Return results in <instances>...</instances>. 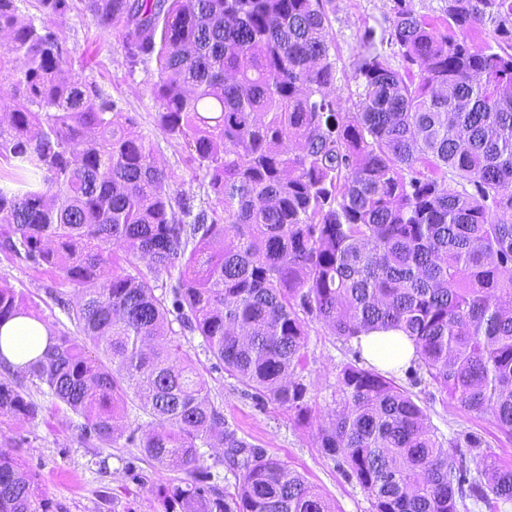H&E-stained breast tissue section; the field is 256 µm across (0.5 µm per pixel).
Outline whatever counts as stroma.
Wrapping results in <instances>:
<instances>
[{
  "label": "stroma",
  "mask_w": 512,
  "mask_h": 512,
  "mask_svg": "<svg viewBox=\"0 0 512 512\" xmlns=\"http://www.w3.org/2000/svg\"><path fill=\"white\" fill-rule=\"evenodd\" d=\"M392 6V0H328L326 10L336 36L332 52L335 95L343 107H351L357 99L351 67L359 37L366 28L388 26ZM57 33L70 52L76 78L95 83L116 103L118 111L134 117L137 133L153 144L159 163L173 174L172 190L205 198L207 189L196 178L184 143L165 135L157 124L150 94L154 63L129 68L118 37L96 27L84 0H74L69 17L58 24ZM0 285L24 294L53 332L74 333V325L56 305L53 295L61 292L72 299L76 292L59 274L34 269L23 257L0 249ZM183 346L193 366L208 380L211 397L221 406L225 421L239 436L304 475L335 505L336 512H371L360 487L323 454L316 440L319 425L333 407L336 376L344 364L354 360L355 342H343L321 324H312L305 375L313 384L316 408L307 424L298 423L287 409L274 403L256 408L245 387L215 368L198 338L184 340ZM22 391L26 399L38 405L39 412L29 421L0 414V450L27 464L58 512H165L156 490L160 484L175 481L177 475L128 442L134 427L131 417L118 420L120 434L116 442L86 440L78 436L76 417L64 405L52 403L30 381H23ZM413 392L443 437L461 432L479 434L485 442L484 452L512 466V437L501 433L489 417L442 405L432 400L428 387L417 385Z\"/></svg>",
  "instance_id": "stroma-1"
}]
</instances>
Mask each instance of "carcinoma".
<instances>
[{
	"label": "carcinoma",
	"instance_id": "cac0c4a2",
	"mask_svg": "<svg viewBox=\"0 0 512 512\" xmlns=\"http://www.w3.org/2000/svg\"><path fill=\"white\" fill-rule=\"evenodd\" d=\"M330 0H85L126 62L155 60L160 128L181 139L206 206L171 175L96 85L71 76L57 26L72 0H38L23 24L0 0V246L74 288L55 297L77 336L50 334L22 367L0 365V414L38 406L22 382L117 439L132 407L141 453L187 478L162 485L181 512H335L286 463L224 423L181 339L262 408L311 417L309 324L345 342L394 329L412 340L413 386L490 416L512 435V0H445L439 32L412 0L360 37L342 111ZM492 31H487V28ZM398 49L392 67L379 46ZM459 178L448 183V173ZM43 319L0 285V325ZM318 445L372 512H459L512 502V468L449 452L414 394L358 358L343 365ZM220 448L235 477L204 465ZM36 475L0 451V512H56Z\"/></svg>",
	"mask_w": 512,
	"mask_h": 512
}]
</instances>
